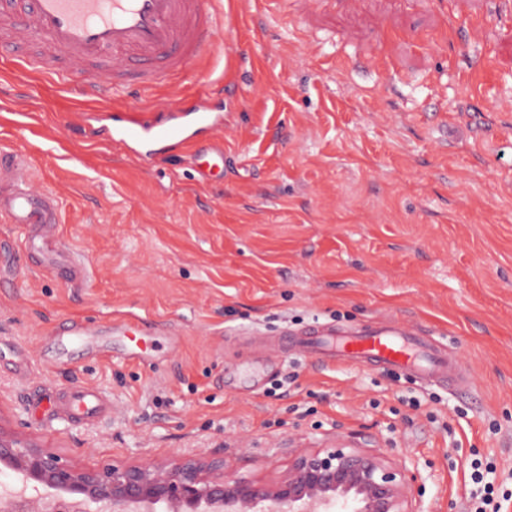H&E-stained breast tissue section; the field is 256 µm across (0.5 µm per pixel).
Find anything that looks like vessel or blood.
Returning <instances> with one entry per match:
<instances>
[{
  "mask_svg": "<svg viewBox=\"0 0 512 512\" xmlns=\"http://www.w3.org/2000/svg\"><path fill=\"white\" fill-rule=\"evenodd\" d=\"M11 24L18 36L0 43L1 54L25 68L49 71L60 87L68 86L71 74L82 73L80 96L100 104L195 67L213 42L216 12L214 0H27ZM222 126L220 115L195 100L149 125L119 121L109 138L130 146L144 160L188 144L191 163L213 165L224 160V145L215 136ZM26 171L21 157L0 147V219L34 228L56 223L55 198L28 180ZM331 335L341 356L356 365L407 372L455 389L465 383L463 365L449 361L427 336L398 321L369 329L312 324L293 344L318 353ZM102 403L99 392L79 385L67 410L75 418L90 419Z\"/></svg>",
  "mask_w": 512,
  "mask_h": 512,
  "instance_id": "vessel-or-blood-1",
  "label": "vessel or blood"
}]
</instances>
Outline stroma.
Instances as JSON below:
<instances>
[{
  "mask_svg": "<svg viewBox=\"0 0 512 512\" xmlns=\"http://www.w3.org/2000/svg\"><path fill=\"white\" fill-rule=\"evenodd\" d=\"M204 74L73 111L77 84L0 56V146L57 199L79 283L0 220V425L85 467L181 454L268 481L302 448L388 452L419 512H512V0H218ZM211 96L224 176L79 138ZM158 328L146 361L74 349L59 327ZM398 320L466 365L468 389L322 364L283 330ZM87 386L91 421L31 397ZM420 407H413V400Z\"/></svg>",
  "mask_w": 512,
  "mask_h": 512,
  "instance_id": "stroma-1",
  "label": "stroma"
}]
</instances>
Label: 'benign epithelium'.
Instances as JSON below:
<instances>
[{"mask_svg": "<svg viewBox=\"0 0 512 512\" xmlns=\"http://www.w3.org/2000/svg\"><path fill=\"white\" fill-rule=\"evenodd\" d=\"M0 466L20 476L0 512H417V475L357 448L300 452L286 475L256 482L215 457L79 467L0 426Z\"/></svg>", "mask_w": 512, "mask_h": 512, "instance_id": "benign-epithelium-1", "label": "benign epithelium"}]
</instances>
